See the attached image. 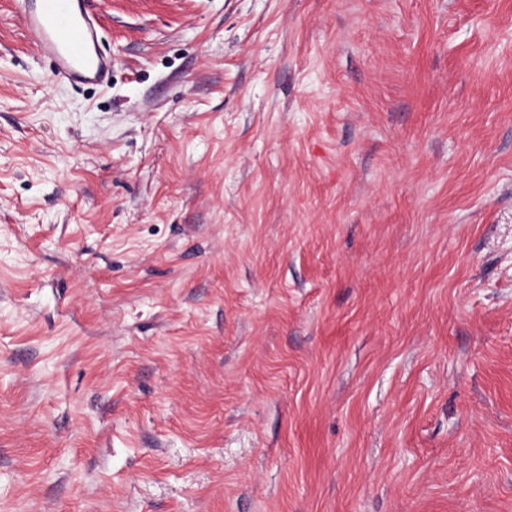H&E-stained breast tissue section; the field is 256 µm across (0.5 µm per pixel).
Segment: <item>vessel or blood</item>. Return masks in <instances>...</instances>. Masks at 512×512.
<instances>
[{
    "instance_id": "vessel-or-blood-1",
    "label": "vessel or blood",
    "mask_w": 512,
    "mask_h": 512,
    "mask_svg": "<svg viewBox=\"0 0 512 512\" xmlns=\"http://www.w3.org/2000/svg\"><path fill=\"white\" fill-rule=\"evenodd\" d=\"M90 0H18L25 33L36 51L51 58L56 76L80 83L109 79L112 62L98 51L99 31Z\"/></svg>"
}]
</instances>
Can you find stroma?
I'll return each mask as SVG.
<instances>
[{
	"label": "stroma",
	"instance_id": "1",
	"mask_svg": "<svg viewBox=\"0 0 512 512\" xmlns=\"http://www.w3.org/2000/svg\"><path fill=\"white\" fill-rule=\"evenodd\" d=\"M0 0V512H512V0ZM90 0H19L26 36L36 51L51 58L55 76L102 84L112 73V59L98 51L99 31Z\"/></svg>",
	"mask_w": 512,
	"mask_h": 512
}]
</instances>
